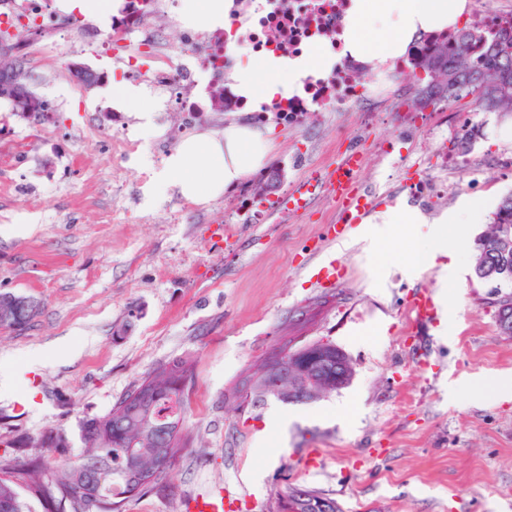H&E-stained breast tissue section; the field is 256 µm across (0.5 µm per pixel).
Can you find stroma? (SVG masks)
Here are the masks:
<instances>
[{"mask_svg":"<svg viewBox=\"0 0 512 512\" xmlns=\"http://www.w3.org/2000/svg\"><path fill=\"white\" fill-rule=\"evenodd\" d=\"M73 33L61 29L46 62L24 61L36 94L51 105L55 132L12 115L0 100V148L21 152L0 165V293L36 298L41 310L0 331V451L14 463L47 454L52 470L87 450L86 419L111 411L156 368L192 357L184 431L191 442L160 489L126 500L124 512H190L194 498L224 493L231 512H272L290 487L336 500L343 512H512V401L483 396L481 383L512 378V338L494 302L512 284L479 279L476 241L512 195V113L476 111L472 97L406 122L418 85L395 78L376 111L307 113L273 122L278 148L264 170L283 169L279 200L326 176L352 151L363 154L359 190L371 214L408 207L419 234L463 197L485 204L482 223L458 226L461 268L407 271L412 243L400 225L370 251L350 227L347 248L327 253L346 266L333 289L316 287L300 263L337 205L316 196L298 214L238 213L252 181L205 205L177 191L155 197L151 174L175 151L171 112L154 116L137 159L118 142L83 139L108 125L106 87L75 89L61 74ZM447 128L446 139L432 130ZM471 158L441 169L442 152ZM432 172L445 199L410 184ZM447 288L460 304L452 325L410 329L414 292ZM326 340L353 365L349 385L306 402L253 404L245 374L283 339ZM54 432L61 447L42 450ZM23 447L13 448L17 438Z\"/></svg>","mask_w":512,"mask_h":512,"instance_id":"obj_1","label":"stroma"}]
</instances>
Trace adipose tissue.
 <instances>
[{
    "instance_id": "1",
    "label": "adipose tissue",
    "mask_w": 512,
    "mask_h": 512,
    "mask_svg": "<svg viewBox=\"0 0 512 512\" xmlns=\"http://www.w3.org/2000/svg\"><path fill=\"white\" fill-rule=\"evenodd\" d=\"M229 8L228 0H179L178 10L196 26L226 28L230 25ZM466 8L467 0H353L343 34L344 48L378 66L404 54L419 35L455 24ZM225 51L238 58L232 81L257 108L293 95L326 63L325 57L317 54L295 59L271 53L247 57L233 36ZM274 149L269 130L232 121L223 131H202L184 139L153 172L151 185L160 194L174 188L187 201L206 203L247 180L264 166ZM483 214L482 203L472 200L444 213L426 235L425 262L411 261V271H419L425 264L451 271L457 250L450 242V229L481 223Z\"/></svg>"
}]
</instances>
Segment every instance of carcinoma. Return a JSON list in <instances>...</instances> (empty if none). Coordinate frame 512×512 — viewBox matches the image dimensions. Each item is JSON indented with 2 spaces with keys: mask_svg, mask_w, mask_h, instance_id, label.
<instances>
[{
  "mask_svg": "<svg viewBox=\"0 0 512 512\" xmlns=\"http://www.w3.org/2000/svg\"><path fill=\"white\" fill-rule=\"evenodd\" d=\"M411 73L421 82L422 97L453 87L456 98L473 96L478 111L493 95L495 111L512 113V27L485 32L465 26L453 41L415 59ZM498 224H512V196L501 201L478 243L492 241ZM193 373L187 358L160 367L135 387L146 392L145 407L129 405L125 397L108 414L83 422L82 438L91 451L51 480L44 478L50 466L43 455L19 466L0 456V512H32L31 500L41 512H79L76 504L91 498L104 503L97 512H121L124 499L118 495L156 488L163 475L159 459L174 464L188 445L176 424L185 422V390Z\"/></svg>",
  "mask_w": 512,
  "mask_h": 512,
  "instance_id": "cac0c4a2",
  "label": "carcinoma"
}]
</instances>
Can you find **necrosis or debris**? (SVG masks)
<instances>
[{
	"mask_svg": "<svg viewBox=\"0 0 512 512\" xmlns=\"http://www.w3.org/2000/svg\"><path fill=\"white\" fill-rule=\"evenodd\" d=\"M352 0H232L230 17L240 31L239 41L249 55L273 53L288 59L320 49L327 55L324 70L305 79L300 92L272 103L269 114H255L256 122L297 121L304 114L336 108L346 110L367 103L373 87L383 86L377 69L344 50L342 35ZM54 0H0V19L23 26L36 24V42H19L17 51L39 59L54 52L57 18ZM182 31L183 50L174 49L160 34L158 19ZM111 41L123 43L115 76L165 96L167 111L178 113L189 128L206 112H246L250 106L230 78L234 61L224 53V29H200L184 23L174 0H129L109 19Z\"/></svg>",
	"mask_w": 512,
	"mask_h": 512,
	"instance_id": "necrosis-or-debris-1",
	"label": "necrosis or debris"
}]
</instances>
